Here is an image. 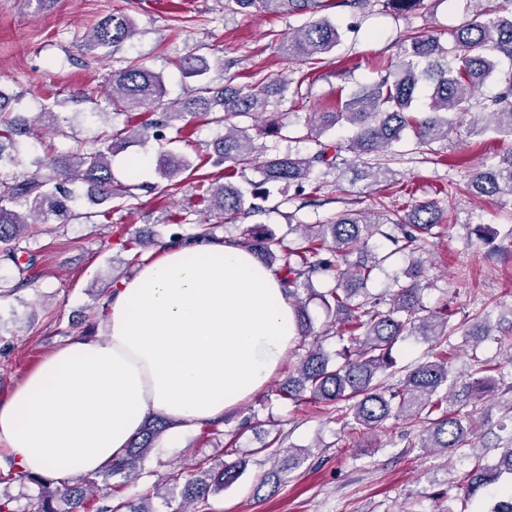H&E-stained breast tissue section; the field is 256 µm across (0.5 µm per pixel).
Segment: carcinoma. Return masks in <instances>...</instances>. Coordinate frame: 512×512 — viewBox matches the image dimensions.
Masks as SVG:
<instances>
[{"instance_id": "1", "label": "carcinoma", "mask_w": 512, "mask_h": 512, "mask_svg": "<svg viewBox=\"0 0 512 512\" xmlns=\"http://www.w3.org/2000/svg\"><path fill=\"white\" fill-rule=\"evenodd\" d=\"M423 0H342L340 5L365 14L379 6L381 11L407 15ZM323 0H224V12L248 15L253 11L272 16L307 14L302 27L288 34L278 45L290 61L315 65L333 52L342 34L328 18L318 16ZM134 20L122 13L102 19L88 35L92 48H118L135 34ZM448 35L451 45L423 30H415L402 42L396 60L380 70L378 78L337 100L336 110L315 112L308 121L306 139L315 149L307 155L289 152L268 156L257 137L238 126L236 119L248 117L260 122L266 133L283 127L281 113L270 112L271 101L288 91L290 83L271 79L260 72H249L242 87L214 89L203 84L209 70L199 56L180 60V67L197 85L187 88L182 99L166 100L162 78L137 58L128 59L123 67L112 71L108 106L115 111L144 110L138 126L127 125L112 131L91 150L78 149L35 161L32 172L0 175V261L20 265V247L24 229L31 224H69L83 219L107 217L108 211L82 212L76 208L78 194L73 185L87 187L90 204L102 205L114 198L136 200L144 184L132 181L116 184L112 179V153L122 142L137 138L164 140V130L175 120L204 117L224 126V135L214 141L216 158L212 163L226 165L229 179L238 170L260 169L263 180L253 186L250 195L230 182H200L202 199L207 202L213 223L193 234L174 233L168 244L181 245L188 240L216 238V229L241 216L267 210L270 191L263 185L302 187L317 168L338 171L341 153L348 151L360 162L356 176L368 185L388 187L395 172L390 167V149L405 136L421 148L449 138L461 114L479 115L469 125V134L484 137L492 132L500 139L512 140V0H494L472 19L454 27ZM495 79L500 92L481 97L483 85ZM428 89L425 111L416 107L418 94ZM11 98L0 91V169L19 164L17 139L43 128L63 129L65 117L45 106L31 122L20 119L10 110ZM344 122L352 129L345 142L322 140L323 134ZM162 177L173 180L188 170L176 154H161ZM471 191L483 196H501L512 200V149L499 156L490 167L476 170L470 181ZM444 213L430 202H421L402 214L385 210L373 220L357 210L347 209L326 224H290L288 234L298 237L285 240L256 225L246 230L245 248L268 265L277 267L282 287L293 301L297 316L298 337L314 342L298 355L279 388L283 399L298 403L306 398L330 403L366 431H376L389 419L409 420L421 428L419 444L411 447L434 448L450 452L465 445L476 431L475 406L481 397L500 380L489 375V368L476 370L478 376L458 384L450 378L449 336L455 331L454 313L443 308L428 313L420 302L421 258L413 260L406 276L411 283L391 291L387 298L370 300L365 292L377 265L390 258L385 255L354 260L352 255L377 236L393 246L392 253L415 254L423 250L426 240L443 228ZM323 279L322 303L335 313L336 326L344 331L346 342L333 362L319 344L325 330H314L306 301L300 290L308 289L313 279ZM508 327H503V324ZM411 335L435 345L437 351L406 370L398 387L385 388L380 376L399 371L392 348L399 337ZM476 344L498 336H512V318L495 320L491 314L474 318L467 331ZM169 427L164 417L146 420L130 442L125 454L97 472L104 477L128 475L136 471L149 449L155 447ZM495 447L502 449L496 458L474 455L471 469L465 474L467 499L485 488L501 484L497 494L480 512H512V432L497 437ZM301 459L288 455L280 466L261 478L256 491L267 485L274 494L281 474L297 467ZM246 462L223 463L219 469L197 464L196 472L171 474L170 481L181 487L186 502L203 501L209 494L236 482L244 473ZM98 487L81 482L63 481L46 486L41 496L32 500L29 512H154L142 503L122 501L115 506L99 505L94 493Z\"/></svg>"}]
</instances>
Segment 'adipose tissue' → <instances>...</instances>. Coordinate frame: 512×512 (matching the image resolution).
Here are the masks:
<instances>
[{
    "instance_id": "1",
    "label": "adipose tissue",
    "mask_w": 512,
    "mask_h": 512,
    "mask_svg": "<svg viewBox=\"0 0 512 512\" xmlns=\"http://www.w3.org/2000/svg\"><path fill=\"white\" fill-rule=\"evenodd\" d=\"M99 330L0 402V448L22 470L96 471L156 414L183 428L221 419L267 385L297 337L275 269L221 240L143 260L113 288Z\"/></svg>"
}]
</instances>
